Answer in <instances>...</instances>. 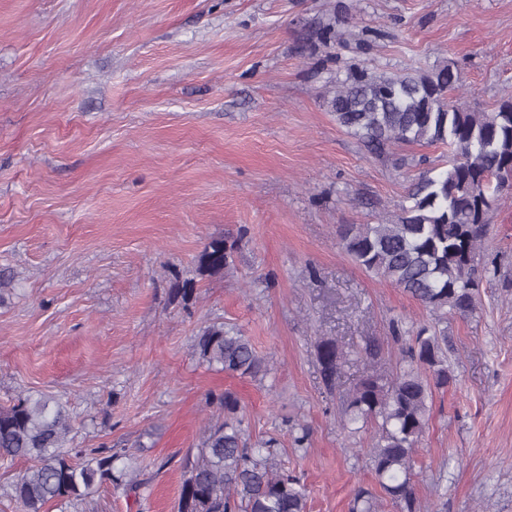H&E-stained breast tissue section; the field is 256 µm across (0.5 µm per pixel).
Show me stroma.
I'll return each mask as SVG.
<instances>
[{"mask_svg": "<svg viewBox=\"0 0 512 512\" xmlns=\"http://www.w3.org/2000/svg\"><path fill=\"white\" fill-rule=\"evenodd\" d=\"M446 62L472 110L512 98V0H0V406L58 396L73 448L131 457L44 512H177L185 458L227 391L308 512H349L358 488L379 489L374 426H340L368 366L350 361L331 393L314 349L376 339L392 376L407 365L395 323L448 338L451 380L415 454L421 512H512V199L490 212L466 318L435 322L339 239L395 211L448 150L371 154L330 108L335 79ZM218 237L231 262L200 274ZM213 323L243 331L268 374L199 364Z\"/></svg>", "mask_w": 512, "mask_h": 512, "instance_id": "stroma-1", "label": "stroma"}]
</instances>
